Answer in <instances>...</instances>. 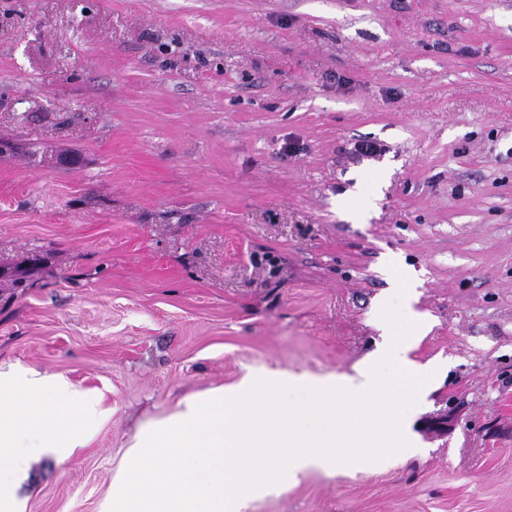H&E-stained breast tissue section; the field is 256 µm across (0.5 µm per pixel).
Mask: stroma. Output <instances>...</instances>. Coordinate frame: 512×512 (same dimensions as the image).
I'll list each match as a JSON object with an SVG mask.
<instances>
[{"label": "stroma", "mask_w": 512, "mask_h": 512, "mask_svg": "<svg viewBox=\"0 0 512 512\" xmlns=\"http://www.w3.org/2000/svg\"><path fill=\"white\" fill-rule=\"evenodd\" d=\"M399 271L418 454L246 512H512V0H0V364L103 411L25 512H99L185 396L353 375Z\"/></svg>", "instance_id": "1"}]
</instances>
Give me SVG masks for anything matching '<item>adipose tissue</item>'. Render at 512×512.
<instances>
[{
    "label": "adipose tissue",
    "mask_w": 512,
    "mask_h": 512,
    "mask_svg": "<svg viewBox=\"0 0 512 512\" xmlns=\"http://www.w3.org/2000/svg\"><path fill=\"white\" fill-rule=\"evenodd\" d=\"M98 415L97 400L63 377L0 365V512L25 510L17 495L26 479L24 458L80 447L86 424Z\"/></svg>",
    "instance_id": "ef3b65f1"
}]
</instances>
